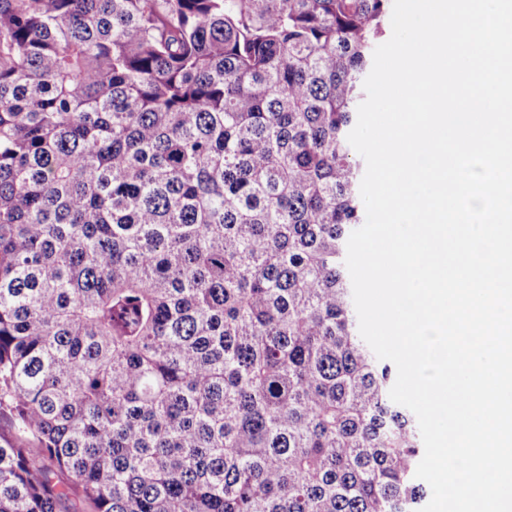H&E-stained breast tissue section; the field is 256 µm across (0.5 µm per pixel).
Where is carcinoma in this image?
I'll use <instances>...</instances> for the list:
<instances>
[{
  "mask_svg": "<svg viewBox=\"0 0 512 512\" xmlns=\"http://www.w3.org/2000/svg\"><path fill=\"white\" fill-rule=\"evenodd\" d=\"M392 0H0V512H418L347 140Z\"/></svg>",
  "mask_w": 512,
  "mask_h": 512,
  "instance_id": "obj_1",
  "label": "carcinoma"
}]
</instances>
